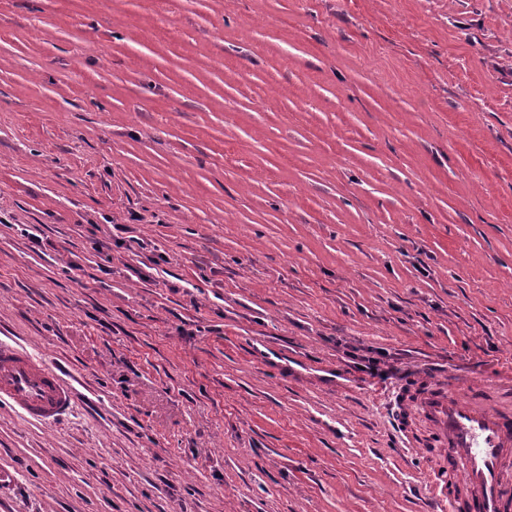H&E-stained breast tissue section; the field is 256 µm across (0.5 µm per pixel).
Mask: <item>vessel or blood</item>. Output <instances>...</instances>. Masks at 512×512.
<instances>
[{"mask_svg": "<svg viewBox=\"0 0 512 512\" xmlns=\"http://www.w3.org/2000/svg\"><path fill=\"white\" fill-rule=\"evenodd\" d=\"M466 379L449 375L443 387L423 383L415 397L398 401L400 431L414 443L411 426L423 412L448 450L426 471L439 512H512V406L490 409L466 394ZM24 420L56 423L75 405L70 376L44 356L0 340V405Z\"/></svg>", "mask_w": 512, "mask_h": 512, "instance_id": "vessel-or-blood-1", "label": "vessel or blood"}]
</instances>
